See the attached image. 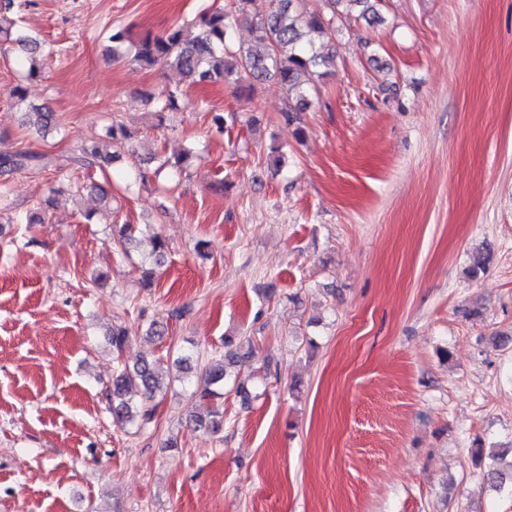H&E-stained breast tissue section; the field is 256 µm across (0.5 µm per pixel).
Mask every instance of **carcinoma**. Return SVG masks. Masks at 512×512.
I'll return each mask as SVG.
<instances>
[{
  "mask_svg": "<svg viewBox=\"0 0 512 512\" xmlns=\"http://www.w3.org/2000/svg\"><path fill=\"white\" fill-rule=\"evenodd\" d=\"M233 0L229 11L204 12L196 24L192 40L184 38L181 26H171L160 35L146 34L129 42V31L112 30L113 52L124 47L133 50V60L146 67L175 68L194 83H230L238 89L252 88L247 77L276 79L286 89L288 100L297 104L305 97L308 85L321 76L318 68L326 62L321 49L332 40L336 19L359 11L361 17H379L382 0H325V12L310 14L304 0ZM11 3L0 5V47L18 45L26 53V78L41 76L38 64V40L12 20H6ZM248 22L255 32L254 46L241 49L232 45L233 24ZM54 113L41 107L26 113V123L39 130L54 125ZM114 156L103 154L96 146H84L69 155L17 152L0 157V166L8 171L25 168H76L86 179H109ZM233 341L224 339L223 360L202 371L199 380L198 406L205 414L194 416L195 424L214 433L224 426V380L227 369L238 365L244 355L232 349ZM163 381L155 364L146 360L133 368H119L112 380V413L122 424L148 421L151 402L162 391Z\"/></svg>",
  "mask_w": 512,
  "mask_h": 512,
  "instance_id": "1",
  "label": "carcinoma"
}]
</instances>
